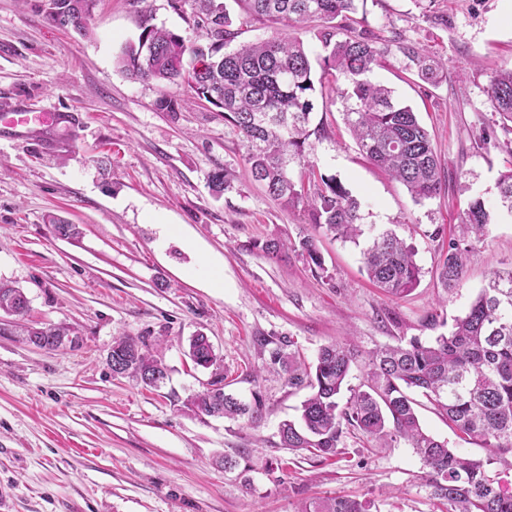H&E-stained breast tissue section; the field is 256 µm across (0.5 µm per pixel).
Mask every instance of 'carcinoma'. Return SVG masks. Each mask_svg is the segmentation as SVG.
Masks as SVG:
<instances>
[{
  "label": "carcinoma",
  "mask_w": 512,
  "mask_h": 512,
  "mask_svg": "<svg viewBox=\"0 0 512 512\" xmlns=\"http://www.w3.org/2000/svg\"><path fill=\"white\" fill-rule=\"evenodd\" d=\"M194 25L202 41L158 27L145 16L137 41L123 48L117 65L136 80L183 86L190 98L223 110L246 148L245 161L253 181L287 205L304 202L309 223L343 242L359 244L365 235L360 203L334 176L316 175L310 155V128L315 83L343 82L344 121L367 159L400 182L412 199L421 203L442 188L437 154L416 112L397 101L393 91L374 81L384 49L367 29H357L352 14L358 0H233L249 16L283 24L284 30L261 41L226 50L237 37L226 0H192ZM70 8V28L80 35L97 0H59ZM313 32L321 44L322 74L314 80L311 50L303 34ZM400 50L425 81L434 79L435 61L422 47L405 43ZM492 111L512 123V69L496 74L487 90ZM187 99L161 92L155 106L176 115ZM313 191L297 187L291 165ZM500 201L512 211V169L499 178ZM52 232L77 239V224L50 220ZM489 213L480 200L464 212L461 235L448 241L440 264L439 281L454 289L465 272L472 240L486 233ZM268 256L286 249L301 257L317 275L326 272L311 236L297 241L280 237L254 243ZM414 249L386 229L374 234L363 251L368 279L391 297L400 299L419 283L421 269ZM28 298L22 289L0 281V311L22 316ZM34 346L55 351L80 347L76 328L46 324L27 331ZM266 368L277 373L290 389L307 388L309 395L295 420L279 427L280 445L291 452L307 451L327 460L343 454L346 434L359 433L383 448L404 440L419 456L425 476L442 505L440 512H512V268L496 270L469 304L454 319L448 333L429 341L412 337L367 354L366 378L343 398L358 350L351 340L331 342L309 362L290 341L268 348ZM193 362L212 369L211 379L187 401L198 416L224 417L251 423L262 417L260 392L245 403L224 391V369L207 336L190 339ZM112 367L128 372L148 388H159L167 369L141 337L118 336L112 343ZM420 392L443 415L448 426L480 439L486 456L475 459L448 447L427 433L411 393ZM371 502L347 495L326 496L304 503L298 512H370Z\"/></svg>",
  "instance_id": "cac0c4a2"
}]
</instances>
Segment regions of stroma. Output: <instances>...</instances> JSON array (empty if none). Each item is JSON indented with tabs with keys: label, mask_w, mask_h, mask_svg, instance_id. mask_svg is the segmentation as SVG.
<instances>
[{
	"label": "stroma",
	"mask_w": 512,
	"mask_h": 512,
	"mask_svg": "<svg viewBox=\"0 0 512 512\" xmlns=\"http://www.w3.org/2000/svg\"><path fill=\"white\" fill-rule=\"evenodd\" d=\"M447 25L426 21L415 0H364L356 15L389 48L375 73L410 105L431 134L442 190L415 203L377 169L343 120L340 86L317 88L312 126L317 170L336 177L360 203L366 228L393 230L411 244L418 286L390 299L364 272L362 249L323 235L304 204L284 205L254 183L246 149L224 114L187 103L158 111L153 81L115 64L136 41L143 15L184 36L189 0H99L81 37L51 24L44 0H0V280L29 299L25 317L0 315V512H294L335 493L373 501L376 512H436L424 469L404 441L374 450L343 438L322 463L280 446L279 426L306 393L264 372L257 341H297L307 359L343 337L360 352L434 332L428 311L464 314L489 274L512 267V214L499 197L512 169V132L487 99L495 73L512 68V0H435ZM410 41L440 62L435 82L419 78L400 52ZM24 127H10L15 113ZM58 122L40 124L43 113ZM223 169L230 186L214 197L207 177ZM490 214L461 285L446 292L437 266L473 200ZM178 228L166 247L148 213ZM81 225L75 241L54 236L50 216ZM317 238L326 271L302 258L266 256L253 243L271 235ZM224 285L207 284L214 268ZM76 327L82 346L53 352L21 330ZM209 336L224 367V389L242 400L261 390L263 417H200L187 400L210 379L189 358L196 333ZM162 337L168 371L161 388L113 377L114 338ZM426 431L475 458L478 439L454 433L429 408ZM229 457L232 467L219 466Z\"/></svg>",
	"instance_id": "obj_1"
}]
</instances>
